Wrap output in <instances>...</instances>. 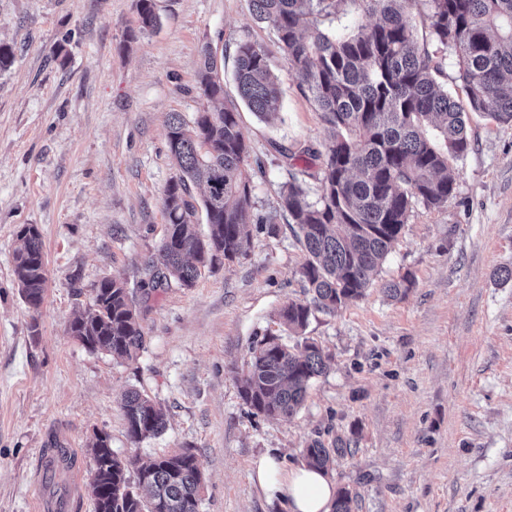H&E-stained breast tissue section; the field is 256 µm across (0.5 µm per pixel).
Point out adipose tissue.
<instances>
[{"mask_svg": "<svg viewBox=\"0 0 512 512\" xmlns=\"http://www.w3.org/2000/svg\"><path fill=\"white\" fill-rule=\"evenodd\" d=\"M253 479L267 496L286 500L288 512H333L336 487L324 472L306 466L288 469L263 456L253 465Z\"/></svg>", "mask_w": 512, "mask_h": 512, "instance_id": "ef3b65f1", "label": "adipose tissue"}]
</instances>
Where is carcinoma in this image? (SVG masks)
Masks as SVG:
<instances>
[{"label": "carcinoma", "instance_id": "carcinoma-1", "mask_svg": "<svg viewBox=\"0 0 512 512\" xmlns=\"http://www.w3.org/2000/svg\"><path fill=\"white\" fill-rule=\"evenodd\" d=\"M414 0H249L255 20L269 27L284 54L286 69L312 97L329 132L315 187L289 172L278 206L255 212L256 179L263 163L251 158L239 127L237 105L224 86L210 46L201 50L198 93L215 105L188 124L178 112L167 118V140L176 174L164 193L165 237L147 262L137 289L149 295L176 282L193 286L199 267L248 255V224L270 234L288 215L308 259L302 277L309 303L290 301L278 311L298 334L313 311L334 312L362 298L383 266L393 242L417 207L439 210L455 192L452 164L471 150L469 115L512 125V0H423L429 40L419 41L409 13ZM355 6L371 18L343 32L323 27L340 6ZM139 31L159 25L152 0H138ZM457 57L465 101L438 81L448 52ZM235 82L240 100L262 120L278 115L281 81L265 49L250 40L237 43ZM287 161L315 155L272 143ZM205 186L196 198L192 186ZM205 219L207 233L195 226ZM14 276L30 306L46 290L43 245L38 228L23 226L14 250ZM410 275L386 283L390 298L407 294ZM86 349L120 362L137 358L144 346L134 293L112 278L94 288L89 304L70 321ZM330 356L313 341L288 346L265 336L253 347L240 387L244 403L266 417H292L310 381L324 374ZM127 435L137 444L167 426L164 406L137 391L122 398ZM91 455L97 481L91 489L95 512H198L204 485L202 465L189 450L164 455L137 468L112 451L109 434L99 432ZM348 452L341 438L327 446L311 441L308 465L329 469Z\"/></svg>", "mask_w": 512, "mask_h": 512}]
</instances>
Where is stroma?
I'll list each match as a JSON object with an SVG mask.
<instances>
[{
  "label": "stroma",
  "instance_id": "1",
  "mask_svg": "<svg viewBox=\"0 0 512 512\" xmlns=\"http://www.w3.org/2000/svg\"><path fill=\"white\" fill-rule=\"evenodd\" d=\"M138 0H0V42L14 62L0 74V512H36L39 499L88 493L95 433L138 463L183 450L203 468L199 512H287L252 479L270 455L304 465L314 439L343 437L351 455L328 475L352 490L351 512H512V126L473 117L455 195L417 208L363 298L314 312L303 335L277 316L311 295L306 252L289 227L251 224L246 258L203 268L193 287L140 299L145 346L118 363L69 333L103 279L136 287L165 235L163 193L175 167L168 113L193 121L203 46L235 96L236 43L262 44L282 81L275 123L240 111L265 174L256 207L277 204L290 166L271 142L324 150L328 133L287 72L248 0H155L160 24L141 34ZM64 58H57V51ZM42 235L48 288L39 308L20 297L13 253L21 227ZM412 274L406 298L383 284ZM266 336L307 339L332 356L290 418L254 414L239 386ZM136 389L167 410L166 430L135 444L121 409ZM45 448L69 449L44 485Z\"/></svg>",
  "mask_w": 512,
  "mask_h": 512
}]
</instances>
